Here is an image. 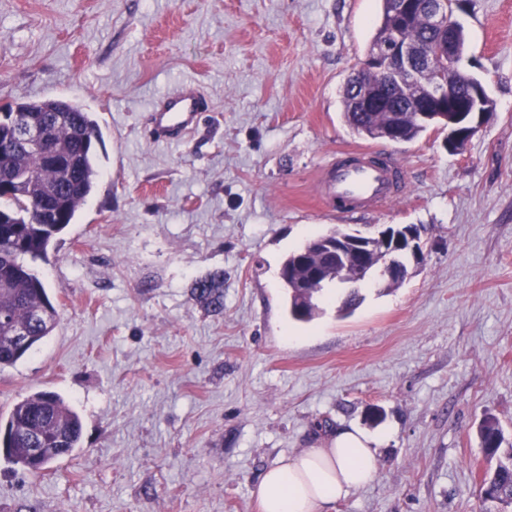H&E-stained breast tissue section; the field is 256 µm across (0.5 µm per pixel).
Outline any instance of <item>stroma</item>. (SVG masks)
I'll list each match as a JSON object with an SVG mask.
<instances>
[{
	"label": "stroma",
	"instance_id": "1",
	"mask_svg": "<svg viewBox=\"0 0 512 512\" xmlns=\"http://www.w3.org/2000/svg\"><path fill=\"white\" fill-rule=\"evenodd\" d=\"M381 0H0V104L64 99L97 122L101 175L34 264L53 332L0 369V418L40 390L79 414L68 466L34 476L0 456V512H259L280 457L339 427L381 437L375 477L333 512H479L512 445V0H457L461 63L496 112L465 151L444 129L410 143L353 135L342 87ZM195 80L211 107L183 141L155 143L148 105ZM369 149L403 165L402 194L344 215L322 172ZM423 227L403 282L362 287L337 313L293 321L287 255L339 227ZM224 271V311L189 294ZM380 418H371L372 410ZM479 438L486 455L489 459L496 457L497 465L482 475L478 499L483 507L486 503L512 506V446L501 448L504 442L503 433L499 423L491 417L482 421Z\"/></svg>",
	"mask_w": 512,
	"mask_h": 512
}]
</instances>
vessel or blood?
<instances>
[{
  "mask_svg": "<svg viewBox=\"0 0 512 512\" xmlns=\"http://www.w3.org/2000/svg\"><path fill=\"white\" fill-rule=\"evenodd\" d=\"M208 109L198 85L185 82L177 93L150 104L146 123L155 140L174 142L189 133ZM327 174L329 198L346 211L377 209L397 194L396 167L363 152H347L343 159L328 165Z\"/></svg>",
  "mask_w": 512,
  "mask_h": 512,
  "instance_id": "1",
  "label": "vessel or blood"
}]
</instances>
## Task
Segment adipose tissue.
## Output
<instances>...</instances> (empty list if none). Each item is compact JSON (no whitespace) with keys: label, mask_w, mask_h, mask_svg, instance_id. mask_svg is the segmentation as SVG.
Listing matches in <instances>:
<instances>
[{"label":"adipose tissue","mask_w":512,"mask_h":512,"mask_svg":"<svg viewBox=\"0 0 512 512\" xmlns=\"http://www.w3.org/2000/svg\"><path fill=\"white\" fill-rule=\"evenodd\" d=\"M373 440L356 428L337 430L323 446L281 458L257 486L259 512H330L375 474Z\"/></svg>","instance_id":"obj_1"}]
</instances>
